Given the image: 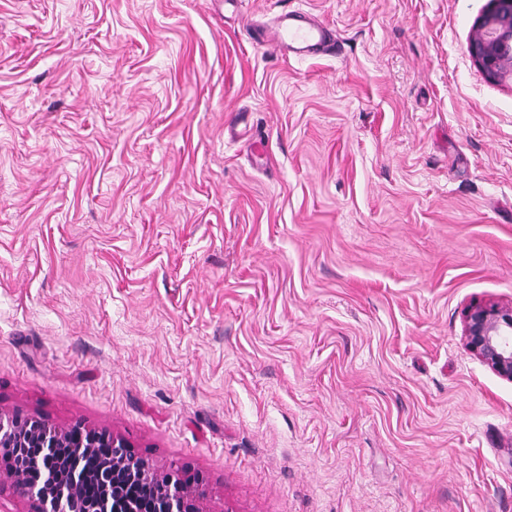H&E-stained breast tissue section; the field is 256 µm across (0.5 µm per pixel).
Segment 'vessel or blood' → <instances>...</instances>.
Masks as SVG:
<instances>
[{"label":"vessel or blood","instance_id":"vessel-or-blood-1","mask_svg":"<svg viewBox=\"0 0 512 512\" xmlns=\"http://www.w3.org/2000/svg\"><path fill=\"white\" fill-rule=\"evenodd\" d=\"M256 43L288 57L328 54L336 50L328 28L302 9L280 14L277 23L261 34Z\"/></svg>","mask_w":512,"mask_h":512}]
</instances>
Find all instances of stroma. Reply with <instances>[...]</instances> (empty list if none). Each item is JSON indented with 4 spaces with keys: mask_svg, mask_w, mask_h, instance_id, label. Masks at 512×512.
<instances>
[{
    "mask_svg": "<svg viewBox=\"0 0 512 512\" xmlns=\"http://www.w3.org/2000/svg\"><path fill=\"white\" fill-rule=\"evenodd\" d=\"M488 0H0V412L204 512H512V82ZM310 11L337 55L258 48ZM467 53L491 83L512 81V0H490L478 17ZM462 321L467 349L512 382V305L475 301L464 309Z\"/></svg>",
    "mask_w": 512,
    "mask_h": 512,
    "instance_id": "35a3bbf8",
    "label": "stroma"
}]
</instances>
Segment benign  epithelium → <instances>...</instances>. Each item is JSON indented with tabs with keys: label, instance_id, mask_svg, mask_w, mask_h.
<instances>
[{
	"label": "benign epithelium",
	"instance_id": "1",
	"mask_svg": "<svg viewBox=\"0 0 512 512\" xmlns=\"http://www.w3.org/2000/svg\"><path fill=\"white\" fill-rule=\"evenodd\" d=\"M467 53L491 83L512 80V0H489L468 41ZM467 349L499 377L512 382V305L475 301L463 311ZM39 449L32 458L19 457L0 481L17 482L30 503L29 512H202L194 482L158 472L133 456L120 437L83 423L56 426L38 418L0 415V448ZM61 448L74 457L105 449L92 470L57 460ZM86 482L101 489L92 503L79 493Z\"/></svg>",
	"mask_w": 512,
	"mask_h": 512
}]
</instances>
